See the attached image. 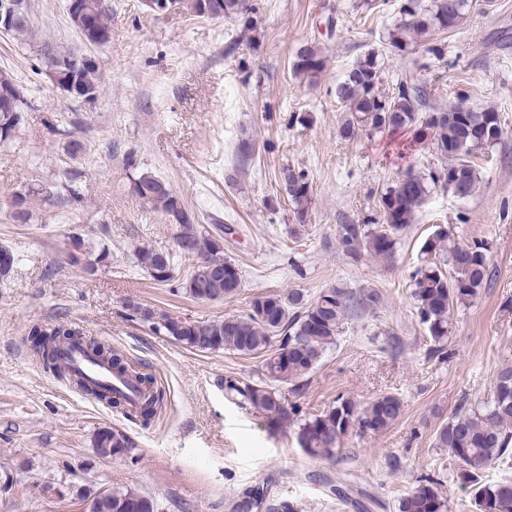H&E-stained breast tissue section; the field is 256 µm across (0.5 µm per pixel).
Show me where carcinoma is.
I'll use <instances>...</instances> for the list:
<instances>
[{"label":"carcinoma","instance_id":"obj_1","mask_svg":"<svg viewBox=\"0 0 512 512\" xmlns=\"http://www.w3.org/2000/svg\"><path fill=\"white\" fill-rule=\"evenodd\" d=\"M96 12L97 28L109 35L110 8H101V0H83ZM177 9H188L206 16L205 4L222 11V17L234 18L246 13L244 0H175ZM469 0H403L400 19L387 32V44L398 52L437 31L455 27L468 9ZM324 67L320 48L311 43L295 55V76L314 77ZM382 66L378 54L369 52L348 70L336 87V97L347 112L339 129L343 138L364 132L377 134L417 126L420 138L431 141L442 163L437 174L410 171L401 176L381 196L383 223L345 224L340 245L352 258L365 251L374 257H394L399 237L431 190L439 187L458 198H467L475 190L478 172L476 153L495 145L502 136L499 114L493 109L464 112L457 105L419 114L426 104V88L400 82L390 94L381 91ZM30 108L15 81L0 73V139L25 122ZM289 201L299 222L308 216L312 200L311 185L305 175L288 167L280 171ZM130 191L167 215L176 225V250L185 258L204 254L205 263L196 264L186 278V293L200 301L217 302L236 296L241 288L238 267L224 258V246L216 243L212 232L197 222L171 186L158 176L143 172L132 178ZM422 254L427 256L413 274L414 297L420 322L425 325L432 353L444 354L448 342L453 309L476 297L490 277L484 248L477 243L451 244L448 233L429 236ZM138 261L158 282L173 277L174 266L167 252L141 249ZM351 310V295L342 288H329L312 300L297 291L255 296L244 316L190 321L165 315L154 329L172 337L183 347L201 352H236L263 355L265 378L258 382L236 379L225 381V389L241 404L262 415L277 429L293 427L300 447L310 456L333 458L341 452L343 437L352 432L378 433L394 424L404 404L395 394H383L364 406L342 396L327 410L313 416L301 414L286 402L279 386L307 379L321 363L327 350L336 344L343 321ZM30 351L43 369L66 379L79 389L116 408L150 419L161 407L164 392L155 387L152 375L134 368L112 347L83 332L71 323L33 326L29 331ZM78 343L92 355L107 362L117 374L135 381L143 399L127 407L123 396L106 388L91 387L64 364L59 348ZM435 445L463 463L457 474L461 486L471 489L476 512H512V479L489 482L482 469L512 457V362L505 360L497 370L489 399L463 407L442 422L435 433ZM100 457H119L133 450V442L121 430L102 427L93 437ZM89 502L88 512H157L154 499L134 488L90 490L80 496ZM448 504L426 478L400 498L398 512H447Z\"/></svg>","mask_w":512,"mask_h":512}]
</instances>
